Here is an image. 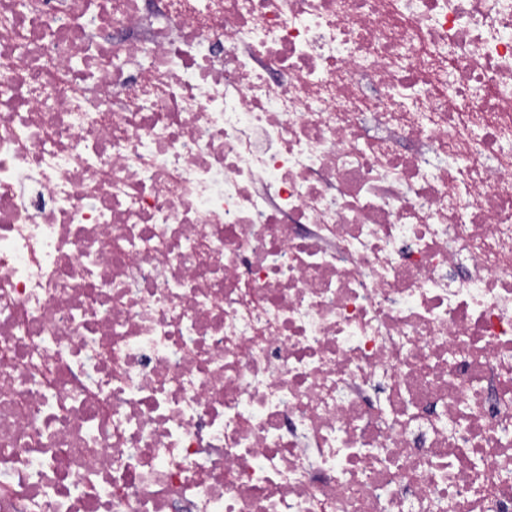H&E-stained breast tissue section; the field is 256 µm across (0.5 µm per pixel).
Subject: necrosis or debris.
<instances>
[{
  "label": "necrosis or debris",
  "mask_w": 512,
  "mask_h": 512,
  "mask_svg": "<svg viewBox=\"0 0 512 512\" xmlns=\"http://www.w3.org/2000/svg\"><path fill=\"white\" fill-rule=\"evenodd\" d=\"M0 512H512V0H0Z\"/></svg>",
  "instance_id": "1"
}]
</instances>
